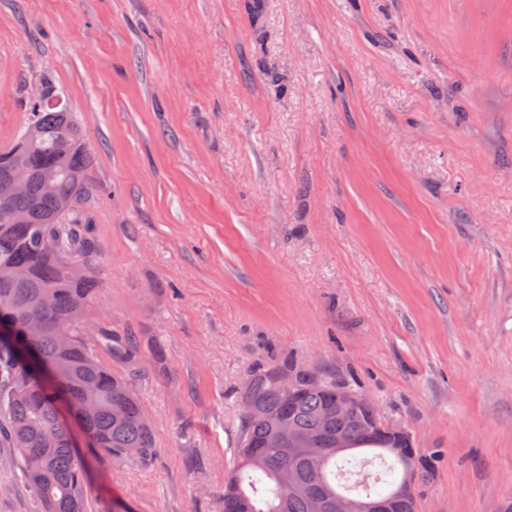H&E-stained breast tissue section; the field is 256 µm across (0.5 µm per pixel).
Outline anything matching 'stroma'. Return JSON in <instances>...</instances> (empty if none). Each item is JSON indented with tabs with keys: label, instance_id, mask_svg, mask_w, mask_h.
<instances>
[{
	"label": "stroma",
	"instance_id": "1",
	"mask_svg": "<svg viewBox=\"0 0 512 512\" xmlns=\"http://www.w3.org/2000/svg\"><path fill=\"white\" fill-rule=\"evenodd\" d=\"M46 75L155 440L76 434L87 512H220L284 356L433 458L417 512L512 506V0H0V150ZM12 454L0 512H42Z\"/></svg>",
	"mask_w": 512,
	"mask_h": 512
}]
</instances>
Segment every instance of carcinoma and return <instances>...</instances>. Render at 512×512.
<instances>
[{"mask_svg":"<svg viewBox=\"0 0 512 512\" xmlns=\"http://www.w3.org/2000/svg\"><path fill=\"white\" fill-rule=\"evenodd\" d=\"M64 131L70 140L66 146L60 141ZM16 142L0 152V180L17 159L28 163L31 180L24 195L0 198V325L15 331V343H0V443L14 449L11 465L43 512H85V461L74 448L61 405L92 406L90 414L74 417L94 451L122 462H150L152 428L128 378L112 372L114 362H136L139 340L88 317L101 282L89 262L86 217L78 206L67 214L60 208L76 188L88 191L91 152L84 133L60 101L46 99L32 103L31 119ZM47 237L57 240V251L43 248ZM74 265L83 270L79 279L70 274ZM19 268L28 270V279L15 278ZM46 295L52 297L49 307L41 304ZM33 316L46 321L47 328L28 336L25 327ZM280 372L309 376L286 359L252 371L241 407L251 405L255 413H241L242 437L224 482L221 512H308L310 497L339 490L340 465L361 467L370 456L393 458L380 481L395 490L407 467L393 449L365 434L373 418L369 407L358 406L348 420L334 419L335 381L323 380L321 391L288 396L278 387ZM281 420L317 435L323 459L306 457L302 448L267 447ZM338 430L352 441L339 453L334 447ZM289 466L302 481L300 494L288 493L279 481Z\"/></svg>","mask_w":512,"mask_h":512,"instance_id":"carcinoma-1","label":"carcinoma"}]
</instances>
